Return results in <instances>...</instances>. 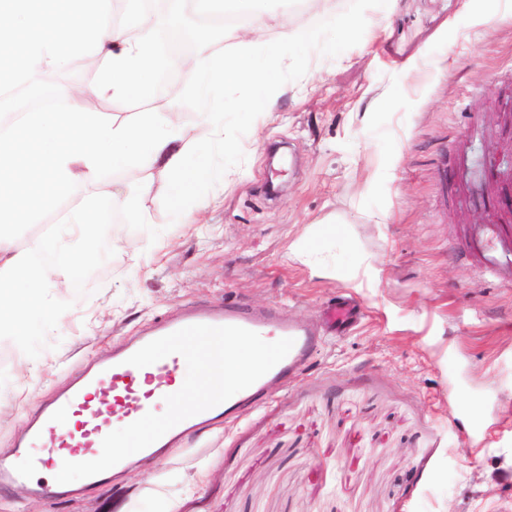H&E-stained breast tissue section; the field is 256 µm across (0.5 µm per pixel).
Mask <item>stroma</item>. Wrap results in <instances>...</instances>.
<instances>
[{
  "mask_svg": "<svg viewBox=\"0 0 512 512\" xmlns=\"http://www.w3.org/2000/svg\"><path fill=\"white\" fill-rule=\"evenodd\" d=\"M320 10L358 26L282 59L270 111L224 87L237 148L213 143L224 177L202 187L208 203L192 220L166 199V172L125 167L74 183L55 213L5 225L22 250L54 237L79 246L84 271L80 287L44 291L65 309L62 326L0 335V454L90 359L188 308L228 302L312 322L346 295L363 319L240 419L106 487L76 480L72 498L11 488L0 512H512V288L457 258L470 225L503 214L512 226V202L488 185L490 169L512 175V0H319L314 11L270 0L259 44L310 28ZM156 15L205 66L242 51L197 0H160ZM97 78L73 64L25 79L0 93V121L28 112L33 82ZM172 80L174 97L94 109L124 121L177 112L193 126L195 83L185 70ZM146 180L138 214L119 212L129 249L81 245L72 216ZM307 235L322 265L289 256Z\"/></svg>",
  "mask_w": 512,
  "mask_h": 512,
  "instance_id": "stroma-1",
  "label": "stroma"
}]
</instances>
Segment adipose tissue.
Returning a JSON list of instances; mask_svg holds the SVG:
<instances>
[{
  "label": "adipose tissue",
  "mask_w": 512,
  "mask_h": 512,
  "mask_svg": "<svg viewBox=\"0 0 512 512\" xmlns=\"http://www.w3.org/2000/svg\"><path fill=\"white\" fill-rule=\"evenodd\" d=\"M108 0H0V87L29 75L65 67L75 57L103 56L105 65L92 91H69L61 112H28L20 124L0 128V225L26 224L54 212L71 185L94 183L114 167L133 164L167 171L182 196L216 178L215 170L189 167L203 134L225 151L235 143L224 136L226 107L221 88L236 85L262 96L276 81L274 66L256 53L196 66L200 124L187 128L171 115L151 113L134 123H117L90 111L88 96L152 97L156 83L158 31L150 16L137 20L136 37L108 23ZM82 272L75 252L54 239L30 250L16 249L0 232V330L29 335L38 321L62 322L64 312L47 305L49 281L71 288Z\"/></svg>",
  "instance_id": "obj_1"
}]
</instances>
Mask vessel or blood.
<instances>
[{
    "label": "vessel or blood",
    "mask_w": 512,
    "mask_h": 512,
    "mask_svg": "<svg viewBox=\"0 0 512 512\" xmlns=\"http://www.w3.org/2000/svg\"><path fill=\"white\" fill-rule=\"evenodd\" d=\"M465 253L480 257L485 268L499 280L512 282V236L496 224L483 225L472 237ZM360 307L351 299L330 304L322 322L296 325L272 311H256L238 305L193 309L178 318L158 322L149 333L156 340L191 325L239 326L268 341L293 339L289 353L270 371L237 396L185 419L146 447L145 455H159L181 440L191 429L223 418L241 417L255 406L270 383L299 371L311 359L324 337L350 330L361 319ZM140 342L124 345L112 358L95 363L78 381L56 393L32 418L25 439L12 456H0V492L25 486L36 493L65 494L71 487L57 483L63 462L97 459L102 441L114 422L131 424L147 412L158 411L166 395L172 394L184 362L173 354L144 368L128 359Z\"/></svg>",
    "instance_id": "vessel-or-blood-1"
}]
</instances>
